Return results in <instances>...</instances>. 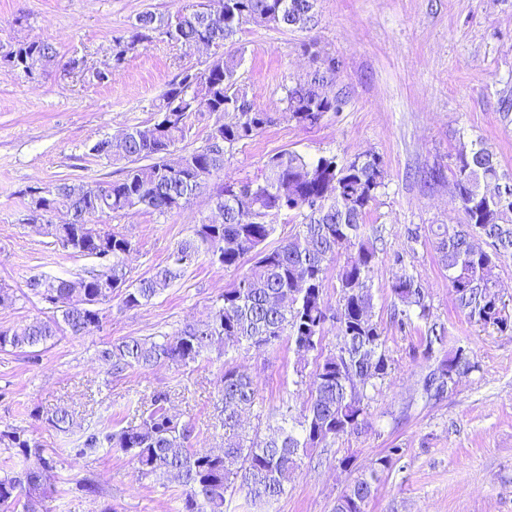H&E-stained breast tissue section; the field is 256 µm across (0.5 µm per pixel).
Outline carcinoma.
Wrapping results in <instances>:
<instances>
[{
    "label": "carcinoma",
    "mask_w": 512,
    "mask_h": 512,
    "mask_svg": "<svg viewBox=\"0 0 512 512\" xmlns=\"http://www.w3.org/2000/svg\"><path fill=\"white\" fill-rule=\"evenodd\" d=\"M313 7L314 0H200L195 9L173 18L141 12L129 34L113 38L112 72L154 34L182 45L210 47L233 41L247 23L308 29L315 25ZM6 55L13 68L32 76L55 61L58 52L47 40H33L15 43ZM240 61L241 52L225 53L210 60L195 79L185 74L170 83L158 119L122 132L121 151L106 149L105 139L94 144L97 156L127 162L121 177L107 182L108 195L86 182L61 179L50 186L43 212H65L70 223L48 221L35 225L36 231L59 245L78 240L79 255L108 254L111 259L101 262L104 270L74 280L30 277L29 294L49 305L53 315L16 328L0 327V351L34 355L62 336L76 338L100 329L103 306L114 300L129 309L147 304L181 278L188 267L185 257L195 260L204 253L212 265L239 272L206 319L188 322L160 340L129 337L98 351V360L116 378L133 368H186L207 351L227 357L264 352L283 341L293 346L295 372L302 378L308 357L315 356L306 404L296 413L288 405L265 429L250 432L242 417L256 405L254 380L237 367L224 369L219 389L224 448L218 453L192 448L194 426L170 414V395L162 391L153 393L126 425L85 436L78 456L116 448L131 456L141 478L178 474L183 491L177 512H224L226 493L237 488L254 505L277 499L312 449L362 429L368 391L377 389L391 367L383 329L374 321L369 283L378 249L364 224L385 178L382 161L374 155L310 160L295 151L272 154L259 175L222 185L215 196L220 220H200L169 262L135 285L126 278L131 240L119 232H103L96 224L104 215L140 209L164 215L183 208L209 179L224 172L226 155L275 123L274 115L258 109L239 84ZM337 73L336 59L326 57L309 80L289 87L284 108L289 119L313 127L325 114L340 111L345 99L322 91ZM199 112L231 113L233 118L216 122L204 146L169 165L166 155L185 140L189 119ZM145 159L150 163L139 164ZM456 160L454 200L462 223L431 225L423 237L417 229L408 234L432 243L448 272V288L469 320L512 331V313L499 296L494 274L499 261L512 257V178L481 143L460 145ZM282 212L300 219L298 231L269 249L266 242L276 228L266 218ZM392 261L401 269L390 285L392 324L404 332L414 320L424 321L425 354L444 351L448 329L430 318L427 288L407 271L403 253L394 252ZM332 268L339 288L334 308L324 298ZM108 279L112 288L105 293L101 283ZM330 329L337 331L339 343L326 352L323 341ZM471 368L465 348L445 354L423 380L424 397L444 398L450 374ZM48 423L65 432L73 416L58 409ZM0 445L14 449L25 463L0 475V512H17L19 506L22 512H48L46 501L58 493L52 454L17 426L0 430ZM378 481L376 470L356 479L338 497L334 512H366Z\"/></svg>",
    "instance_id": "cac0c4a2"
}]
</instances>
